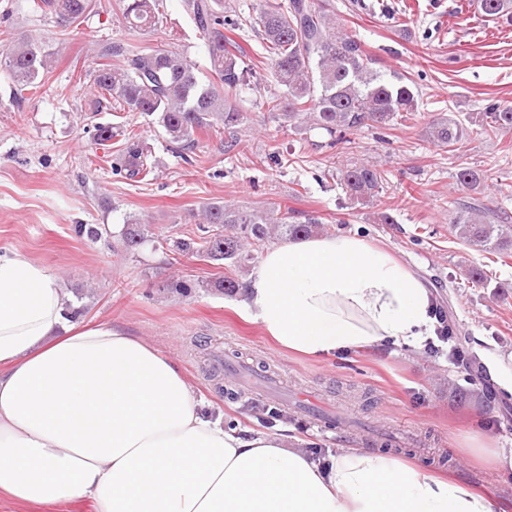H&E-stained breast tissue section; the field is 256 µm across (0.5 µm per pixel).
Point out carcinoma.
<instances>
[{
    "label": "carcinoma",
    "instance_id": "obj_1",
    "mask_svg": "<svg viewBox=\"0 0 512 512\" xmlns=\"http://www.w3.org/2000/svg\"><path fill=\"white\" fill-rule=\"evenodd\" d=\"M161 4L162 0H119L128 33L139 36L157 31ZM184 6L207 47L211 68L206 80L171 49L104 40L99 43L96 66L85 74L95 90L93 111L110 110L116 103L127 112L154 115L174 149L191 152L197 134L219 127L234 133L250 122L237 97L249 76L268 66L284 92L266 98L265 111L288 127L310 123L324 130L331 148L347 142L346 133L362 126L384 128L417 118L414 81L400 76L388 79L374 69L362 42L336 21L329 0H288L285 6L264 0L259 4L253 21L268 57L249 68L244 66L237 43L224 33L235 22L224 14L223 0H184ZM479 7L482 16L492 21L512 19V0H479ZM94 8V0H34V12L68 26L81 23ZM49 67V55L42 52L39 41L0 32V69L7 73L17 99L29 100L37 94L43 86L40 73ZM476 122L486 135L512 131V102L489 100ZM427 136L453 153L463 147L469 130L453 118H440L429 123ZM117 171L140 181L152 173L137 135L125 138ZM336 178L354 203L379 198L386 182L383 170L363 163L337 169ZM483 180V174L473 167L463 166L456 172L457 183L470 191L481 190ZM204 221L222 231L212 233L202 227L200 245L177 239L172 248L201 252L229 267L250 261L252 255L245 246L262 242L272 233L294 239L310 235L322 224L314 215L302 222L288 210L260 211L226 204L206 207ZM448 223L456 239L469 246L496 253L512 251V216L505 210L481 209L471 202L450 212ZM144 242L141 221L132 220L120 251L133 254Z\"/></svg>",
    "mask_w": 512,
    "mask_h": 512
}]
</instances>
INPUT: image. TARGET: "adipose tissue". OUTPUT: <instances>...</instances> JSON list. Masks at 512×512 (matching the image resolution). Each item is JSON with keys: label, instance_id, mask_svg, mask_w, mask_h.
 Returning <instances> with one entry per match:
<instances>
[{"label": "adipose tissue", "instance_id": "adipose-tissue-1", "mask_svg": "<svg viewBox=\"0 0 512 512\" xmlns=\"http://www.w3.org/2000/svg\"><path fill=\"white\" fill-rule=\"evenodd\" d=\"M241 316L322 360L434 335L433 295L356 234L269 247ZM58 279L0 252V506L95 512H503L492 495L392 455L319 462L288 434L243 435L207 409L173 359L109 323L74 321Z\"/></svg>", "mask_w": 512, "mask_h": 512}]
</instances>
